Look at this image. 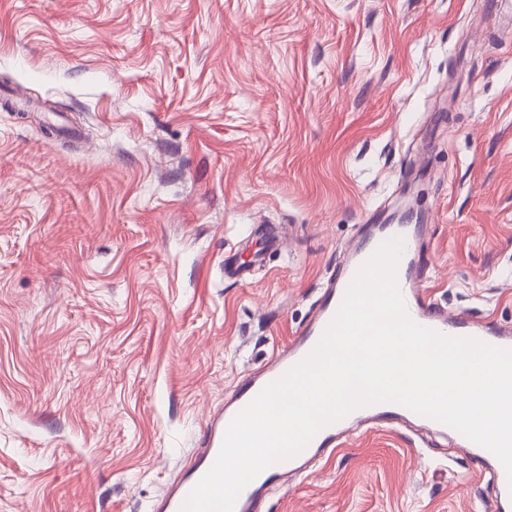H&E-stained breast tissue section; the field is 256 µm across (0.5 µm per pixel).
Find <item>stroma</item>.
Instances as JSON below:
<instances>
[{
	"label": "stroma",
	"mask_w": 512,
	"mask_h": 512,
	"mask_svg": "<svg viewBox=\"0 0 512 512\" xmlns=\"http://www.w3.org/2000/svg\"><path fill=\"white\" fill-rule=\"evenodd\" d=\"M18 96L49 108H0V512H154L403 199L435 300L512 326L493 0H0ZM450 448L368 431L263 512H491Z\"/></svg>",
	"instance_id": "1"
}]
</instances>
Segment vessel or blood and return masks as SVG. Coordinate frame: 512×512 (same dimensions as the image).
I'll return each instance as SVG.
<instances>
[{
    "instance_id": "b4317fda",
    "label": "vessel or blood",
    "mask_w": 512,
    "mask_h": 512,
    "mask_svg": "<svg viewBox=\"0 0 512 512\" xmlns=\"http://www.w3.org/2000/svg\"><path fill=\"white\" fill-rule=\"evenodd\" d=\"M424 232L425 227L421 224H381L367 239L349 249L339 276L336 281L327 284L323 302L316 309L309 324L297 330L287 345L277 349L270 360L235 391L224 408L210 416L201 448L190 459L183 475L160 500V512H180L190 490L214 463L226 428L234 415L264 386L282 376L314 348L336 314L360 265L387 240L398 238L403 242L397 280L407 312L413 321L448 336L474 337L498 347L512 348L511 328L495 325L489 320L475 321L462 313L447 311L436 304L429 289L424 288L419 280V243ZM419 421L428 430L451 436L459 453H479V445L447 425L429 418L420 419L419 415L395 403L373 404L358 408L343 419L327 425L297 456L267 468L240 493L234 512H260L261 497L269 485L289 473L308 471L312 464L333 452L341 439L358 427Z\"/></svg>"
}]
</instances>
